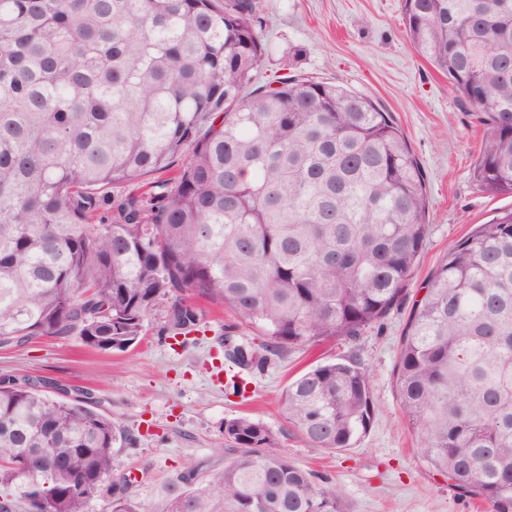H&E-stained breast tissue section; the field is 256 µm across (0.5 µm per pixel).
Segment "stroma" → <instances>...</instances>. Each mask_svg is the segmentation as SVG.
I'll list each match as a JSON object with an SVG mask.
<instances>
[{"label": "stroma", "mask_w": 512, "mask_h": 512, "mask_svg": "<svg viewBox=\"0 0 512 512\" xmlns=\"http://www.w3.org/2000/svg\"><path fill=\"white\" fill-rule=\"evenodd\" d=\"M257 15L266 51L257 85L300 77L369 96L402 129L425 175L429 232L405 299L356 350L375 399L366 436L351 448L317 452L285 415L289 382L310 365L346 353V344L292 348L247 372L245 391L235 395L213 376L224 362V338L259 344L263 336L230 309L207 301L186 344L169 336L170 304L162 300L144 321L142 341L126 351L99 352L76 336L37 338L0 347V375H45L92 389L124 436L112 467L129 475L128 494L151 508L160 507L177 474L192 469L204 477L222 468L232 456L224 422L246 415L276 432L297 466L335 481L346 512H493L425 462L394 387L412 307L449 244L512 208V196L489 195L473 177L486 132L482 115L462 107L447 78L416 54L401 0H257Z\"/></svg>", "instance_id": "stroma-1"}]
</instances>
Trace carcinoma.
I'll return each mask as SVG.
<instances>
[{
	"label": "carcinoma",
	"instance_id": "cac0c4a2",
	"mask_svg": "<svg viewBox=\"0 0 512 512\" xmlns=\"http://www.w3.org/2000/svg\"><path fill=\"white\" fill-rule=\"evenodd\" d=\"M414 51L482 113L481 189L512 195V0H402ZM255 0H0V347L140 340L171 303L231 309L279 356L355 343L405 296L428 232L423 172L366 95L312 79L249 93ZM173 175L153 181L168 169ZM400 408L436 470L512 512V208L448 248L396 363ZM316 450L350 448L374 413L367 370L338 356L284 394ZM235 455L171 481L160 512H345L248 416ZM122 440L88 389L0 377V512H151L114 475Z\"/></svg>",
	"mask_w": 512,
	"mask_h": 512
}]
</instances>
